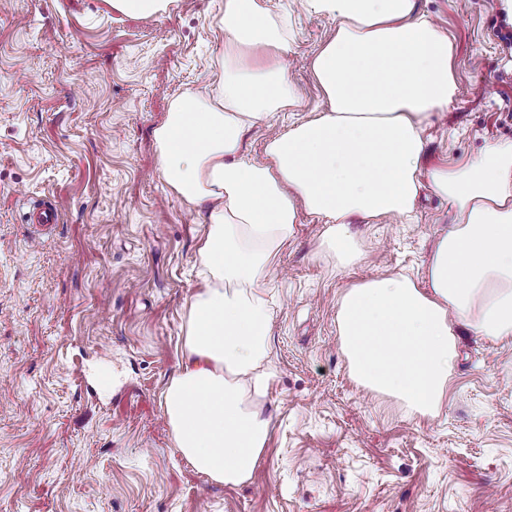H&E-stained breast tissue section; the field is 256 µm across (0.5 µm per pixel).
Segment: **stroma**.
Masks as SVG:
<instances>
[{
	"mask_svg": "<svg viewBox=\"0 0 512 512\" xmlns=\"http://www.w3.org/2000/svg\"><path fill=\"white\" fill-rule=\"evenodd\" d=\"M291 13L288 75L321 111L309 64L331 19ZM451 36L457 95L424 130L425 166L512 141V16L500 0H417ZM224 0H175L123 16L106 0H0V512H512V340L460 338L434 418L359 386L341 352L344 287L418 274L454 223L423 192L410 222L351 230L366 261L336 268L301 215L267 282L273 301L271 420L250 483L221 486L175 448L161 393L178 371L186 303L200 286L204 226L169 189L153 131L171 102L222 78ZM53 197L61 221L26 223ZM110 373L109 384L97 378Z\"/></svg>",
	"mask_w": 512,
	"mask_h": 512,
	"instance_id": "obj_1",
	"label": "stroma"
}]
</instances>
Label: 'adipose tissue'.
Returning a JSON list of instances; mask_svg holds the SVG:
<instances>
[{
	"label": "adipose tissue",
	"instance_id": "ef3b65f1",
	"mask_svg": "<svg viewBox=\"0 0 512 512\" xmlns=\"http://www.w3.org/2000/svg\"><path fill=\"white\" fill-rule=\"evenodd\" d=\"M335 20L310 68L327 103L266 138L243 135L301 96L288 79L287 25L267 0H224V77L173 101L154 138L162 174L204 212L203 281L185 313L180 369L163 392L173 442L212 482H249L270 430L262 410L273 313L263 284L300 213L321 224L319 249L347 268L367 258L350 224L410 217L430 186L458 221L440 234L423 277L396 273L345 288L340 346L358 384L438 415L459 334L512 338V141L462 163L423 168L424 128L457 95L454 45L416 0H300Z\"/></svg>",
	"mask_w": 512,
	"mask_h": 512
}]
</instances>
